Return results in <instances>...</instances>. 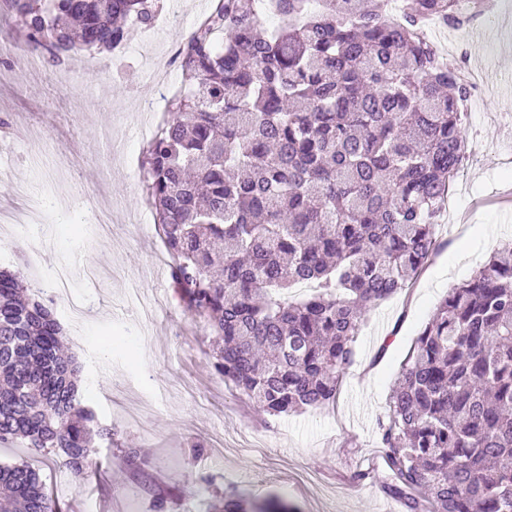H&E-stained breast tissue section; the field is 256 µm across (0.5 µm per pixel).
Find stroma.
Masks as SVG:
<instances>
[{
    "instance_id": "stroma-1",
    "label": "stroma",
    "mask_w": 512,
    "mask_h": 512,
    "mask_svg": "<svg viewBox=\"0 0 512 512\" xmlns=\"http://www.w3.org/2000/svg\"><path fill=\"white\" fill-rule=\"evenodd\" d=\"M483 15L460 30L432 27L428 39L446 59L486 77L468 102L464 130L469 157L435 227L441 252L410 291L371 310L356 341L335 406L302 413L260 415L213 374V338L184 312L171 285L168 256L143 197L146 131L160 112L142 109L154 90L150 70L165 67L171 84L181 70L179 43L209 0H183L181 23L142 34L125 55L81 51L70 77L46 67L27 80L29 53L0 55V207L18 220L0 223V266L42 257L52 283L65 270L76 298L94 308L83 336L63 335L82 365L80 395L99 421L115 426L114 443H100L82 476L49 461L40 474L67 512H197L201 500L237 490L252 500L275 496L298 512H405L382 493L388 478L379 462L378 423L401 363L450 288L468 279L491 252L512 238V0H485ZM24 186L18 197L14 186ZM37 209L41 221L24 217ZM150 299L143 317L129 287ZM140 449L136 465L127 449ZM371 467L363 482L350 474Z\"/></svg>"
}]
</instances>
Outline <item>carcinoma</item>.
<instances>
[{
  "instance_id": "1",
  "label": "carcinoma",
  "mask_w": 512,
  "mask_h": 512,
  "mask_svg": "<svg viewBox=\"0 0 512 512\" xmlns=\"http://www.w3.org/2000/svg\"><path fill=\"white\" fill-rule=\"evenodd\" d=\"M56 66L151 28L164 0H7ZM213 0L185 37L182 80L141 160L145 202L185 310L214 336V373L270 416L336 403L367 313L438 249L466 159L470 88L425 28L472 0ZM0 269V444L59 455L75 476L112 438L33 285ZM298 284L315 294L273 298ZM383 493L406 512H512V239L449 289L404 359L379 422ZM0 512H63L30 462L0 465ZM202 512H290L233 493Z\"/></svg>"
}]
</instances>
